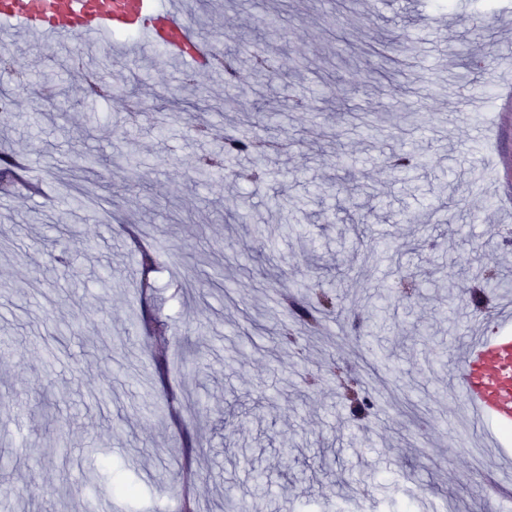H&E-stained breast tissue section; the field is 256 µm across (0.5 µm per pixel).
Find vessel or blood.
<instances>
[{"label": "vessel or blood", "mask_w": 512, "mask_h": 512, "mask_svg": "<svg viewBox=\"0 0 512 512\" xmlns=\"http://www.w3.org/2000/svg\"><path fill=\"white\" fill-rule=\"evenodd\" d=\"M17 26L46 42L78 38L118 40L122 56L145 47L163 49L175 61L206 73L215 53L195 36L182 17L178 0H0V24ZM495 326L472 324L470 339L459 351L452 375L469 409L473 429L483 445L512 458V302L493 309Z\"/></svg>", "instance_id": "b4317fda"}]
</instances>
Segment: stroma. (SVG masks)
<instances>
[{
	"label": "stroma",
	"instance_id": "35a3bbf8",
	"mask_svg": "<svg viewBox=\"0 0 512 512\" xmlns=\"http://www.w3.org/2000/svg\"><path fill=\"white\" fill-rule=\"evenodd\" d=\"M200 38L249 52L271 48L275 76H237L242 104L278 113L287 146L261 160L228 157L201 179L199 157L228 135L264 134L240 113L217 115L224 74L163 62H104L102 39L2 36L15 74L0 152L30 158L48 193L0 195V512H171L193 461L199 512L225 492L252 490L248 512H491L479 487L499 464L448 393L441 353L462 346L471 273L512 272L488 238L512 229V112L499 97L512 71L457 78L459 55L480 59L512 42V0H186ZM493 14L476 33L472 19ZM112 85L83 99L85 72ZM52 74L68 95L37 73ZM305 102V110L292 106ZM210 129L199 138L195 125ZM425 157L410 178L400 150ZM321 184L322 198L312 195ZM98 199L93 223L60 227L50 199ZM483 208V222L468 213ZM156 242L155 290L141 296L128 229ZM98 241L88 249L86 236ZM67 250L68 265L53 256ZM328 270L338 305L322 335L278 350L285 306ZM423 294L395 297L399 277ZM390 304L366 317L378 293ZM165 323L166 374L142 314ZM204 344L201 363L185 349ZM337 365L380 404L353 422ZM135 484L136 499L114 492Z\"/></svg>",
	"mask_w": 512,
	"mask_h": 512
}]
</instances>
